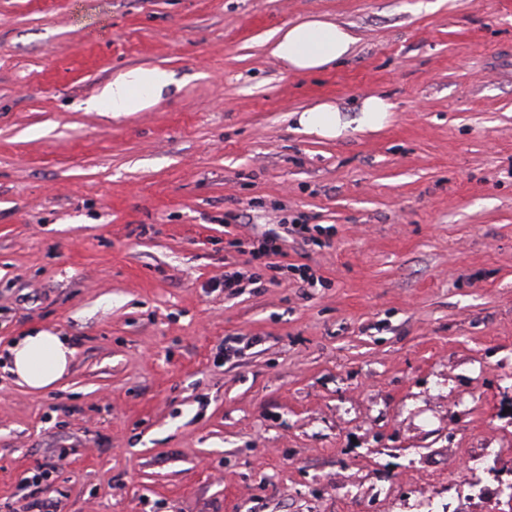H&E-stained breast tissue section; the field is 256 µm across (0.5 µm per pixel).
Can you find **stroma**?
I'll use <instances>...</instances> for the list:
<instances>
[{
    "instance_id": "1",
    "label": "stroma",
    "mask_w": 512,
    "mask_h": 512,
    "mask_svg": "<svg viewBox=\"0 0 512 512\" xmlns=\"http://www.w3.org/2000/svg\"><path fill=\"white\" fill-rule=\"evenodd\" d=\"M309 16L356 43L293 73ZM136 68L170 95L85 110ZM283 217L320 285L224 292ZM35 327L76 352L0 370V512L55 459L63 512H512V0H0V353ZM356 40L349 30L336 22L312 17L281 32L273 54L298 72L322 71L347 57ZM393 104L381 95L363 98L352 114L341 112L336 105L319 103L294 113L298 131L323 140H336L349 130L366 133L381 130L389 122ZM75 347L68 336L33 328L8 347L5 369L32 391L54 387L69 371Z\"/></svg>"
}]
</instances>
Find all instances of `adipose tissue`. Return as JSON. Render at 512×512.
Instances as JSON below:
<instances>
[{
  "label": "adipose tissue",
  "mask_w": 512,
  "mask_h": 512,
  "mask_svg": "<svg viewBox=\"0 0 512 512\" xmlns=\"http://www.w3.org/2000/svg\"><path fill=\"white\" fill-rule=\"evenodd\" d=\"M354 44L355 39L346 27L312 17L281 32L273 53L289 70L316 72L347 57ZM172 84V76L166 70L133 69L106 85L99 96L88 101L86 108L98 111L107 104L116 112H137L160 101ZM392 110L393 105L386 97L370 95L351 113L342 112L331 103H319L295 113L294 120L300 132L336 140L351 131L381 130L389 122ZM74 353L69 337L34 328L13 340L0 363L19 384L41 391L54 387L68 373Z\"/></svg>",
  "instance_id": "ef3b65f1"
}]
</instances>
